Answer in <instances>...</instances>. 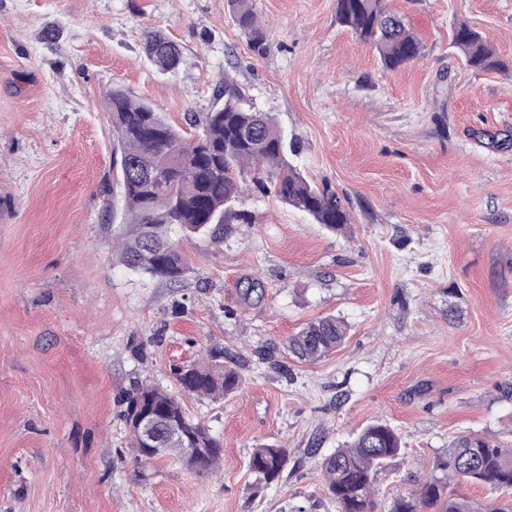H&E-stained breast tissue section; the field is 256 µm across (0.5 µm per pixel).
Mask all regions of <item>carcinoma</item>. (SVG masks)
Wrapping results in <instances>:
<instances>
[{"instance_id": "obj_1", "label": "carcinoma", "mask_w": 512, "mask_h": 512, "mask_svg": "<svg viewBox=\"0 0 512 512\" xmlns=\"http://www.w3.org/2000/svg\"><path fill=\"white\" fill-rule=\"evenodd\" d=\"M230 2L238 27L249 36L255 51H263L266 31L251 0ZM383 2L336 0L335 20L373 46L385 68L395 70L419 59L422 43L404 18L384 9ZM452 40L473 70L508 69L475 27L456 25ZM144 53L161 72L174 70L180 62L178 45L159 31L147 33ZM213 96L215 103L203 119L187 116V124L195 129L187 137L151 103L119 89L109 95L115 152L119 153L116 176L128 226L121 239V256L128 268L170 284L182 281L187 265L179 242L170 235L171 227H178L184 238L217 239L222 225L247 221L237 204L249 184L331 231L351 223L336 192L302 174L293 160L294 144L269 113L249 105L241 86L226 77L215 86ZM348 329L344 318L325 316L289 337L286 348L300 360L315 362L343 344ZM242 383L240 365L211 350L205 361L190 365L188 376L180 379L183 392L211 399L234 393ZM146 406L156 414L158 449L145 452L133 440L139 463L169 458L190 468L192 460L184 447L191 445L204 452V473L218 471L223 444L187 415L176 395L138 383L127 398V426ZM173 422L185 439L169 435L168 425ZM401 449L399 434L387 423L375 421L325 456L321 476L338 512H377V474ZM287 461L286 449L259 446L251 453L249 469L260 482L271 485L279 480ZM453 480L486 486L506 493L507 498L478 506L449 488ZM387 512H512V450L489 437L461 434L437 458L430 477L417 490L396 497Z\"/></svg>"}]
</instances>
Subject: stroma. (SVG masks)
I'll return each instance as SVG.
<instances>
[{
  "label": "stroma",
  "mask_w": 512,
  "mask_h": 512,
  "mask_svg": "<svg viewBox=\"0 0 512 512\" xmlns=\"http://www.w3.org/2000/svg\"><path fill=\"white\" fill-rule=\"evenodd\" d=\"M423 43L385 69L335 21V0H254L264 54L227 0H0V512H337L324 455L383 421L403 448L377 476L382 512L472 432L512 448V0H389ZM480 30L511 68L475 72L452 46ZM159 30L181 50L159 73ZM230 77L300 145L298 167L335 190L332 232L270 195L248 224L184 242L167 285L115 245L111 89L175 124L209 111ZM259 280L262 298L244 290ZM350 326L313 363L284 345L306 323ZM242 357L219 401L182 393L175 367L207 349ZM146 380L179 395L224 448L199 474L140 465L124 396ZM284 447L258 484L253 448ZM144 53L147 61L161 72L174 70L180 62V49L159 31L147 33L144 42Z\"/></svg>",
  "instance_id": "obj_1"
}]
</instances>
